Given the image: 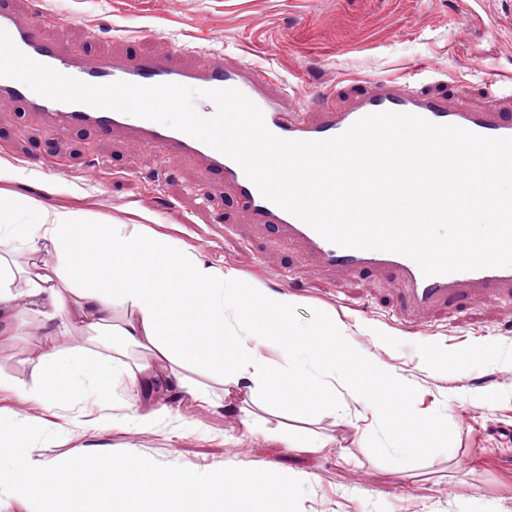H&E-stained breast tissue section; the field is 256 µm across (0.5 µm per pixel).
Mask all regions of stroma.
I'll use <instances>...</instances> for the list:
<instances>
[{
	"mask_svg": "<svg viewBox=\"0 0 512 512\" xmlns=\"http://www.w3.org/2000/svg\"><path fill=\"white\" fill-rule=\"evenodd\" d=\"M77 16L57 28L68 45L96 35L98 50L127 60L150 53L188 66L211 53L256 62L295 86L309 106L335 91L344 105L362 83L403 79L428 63L426 88L449 103L479 109L487 83L512 80V12L499 0H43ZM61 162V174L43 165ZM0 163L16 171L6 188L48 205L116 224H148L183 241L207 262L294 297V324L308 329L328 315L348 342L394 367L413 384L411 408L434 424L431 452L396 455L384 423L350 399L335 412L307 416L287 407L254 408L268 436L247 434L223 405L202 408L181 390L140 393L166 407L152 430L127 424L133 395L115 380L112 401H77L47 409L0 392V415L59 432L34 444L32 464L48 466L85 453L132 451L198 472L257 468L302 480L300 512H512V305L496 295L440 304L426 332L401 325V293L384 272H344L335 283L280 278L297 247L270 239L250 223L223 183L208 201L192 192L199 164L158 157L122 134L88 130L60 139L41 121L0 109ZM447 348L439 361L430 346ZM21 327L0 339V378L33 383L35 361ZM299 429L334 441L308 453L281 446L274 432Z\"/></svg>",
	"mask_w": 512,
	"mask_h": 512,
	"instance_id": "stroma-1",
	"label": "stroma"
}]
</instances>
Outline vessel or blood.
I'll use <instances>...</instances> for the list:
<instances>
[{
  "instance_id": "obj_1",
  "label": "vessel or blood",
  "mask_w": 512,
  "mask_h": 512,
  "mask_svg": "<svg viewBox=\"0 0 512 512\" xmlns=\"http://www.w3.org/2000/svg\"><path fill=\"white\" fill-rule=\"evenodd\" d=\"M56 14L41 12L39 22L25 20L14 0H0V28L30 58L62 74L92 85L116 81L151 86L174 83L195 89L235 88L262 111L274 135L288 140L319 141L338 136L362 117L384 111L411 113L441 125H455L474 134L512 137V113L490 105L480 109L457 107L444 98L423 91L419 81L381 77L368 82L343 109L326 101L316 108L286 89L274 86L268 69L240 61L234 64L201 57L195 64L180 66L151 54L127 61L95 51L92 45L66 47L54 34ZM0 103L46 118L56 135L92 127L119 130L151 146L158 156L188 155L197 159L206 180L230 186L253 223L264 225L279 239L301 245L300 266L316 261L323 276L341 271L385 270L402 285L403 322L421 325L427 310L453 296L470 299L497 293L512 301V267H495L424 276L410 258L387 251L342 248L330 243L303 221L264 198L232 159L203 142L160 123L117 111L70 104L45 98L16 80L0 77Z\"/></svg>"
}]
</instances>
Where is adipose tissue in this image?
<instances>
[{"label": "adipose tissue", "instance_id": "1", "mask_svg": "<svg viewBox=\"0 0 512 512\" xmlns=\"http://www.w3.org/2000/svg\"><path fill=\"white\" fill-rule=\"evenodd\" d=\"M2 237L19 238L32 252L52 248L57 265L27 270L19 290L11 271L0 266V324L9 329L23 315L43 317L24 327L38 355V382L0 380V390L49 407L64 396L104 405L122 372L133 386L147 389L167 380L202 406L210 403L209 392L185 376L199 367L219 372L230 411L239 396L259 392L268 402L308 412L305 385L312 382L325 387L328 410H335L340 390L353 401L375 403L396 447L410 446L432 426L411 409L409 384L401 375L346 344L342 322L331 318L298 329L287 294L245 284L234 270L204 262L147 225L88 222L76 212L0 192ZM117 308L124 320L116 328ZM111 327L119 345L146 351L135 368L123 371L114 359L60 348L61 336L72 330ZM266 346L277 347L284 361L278 374L270 372Z\"/></svg>", "mask_w": 512, "mask_h": 512}]
</instances>
